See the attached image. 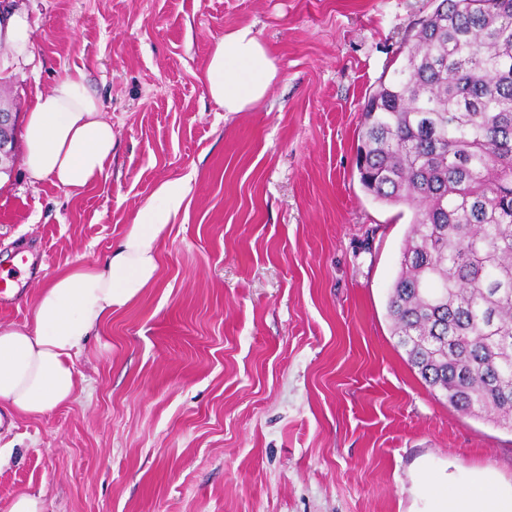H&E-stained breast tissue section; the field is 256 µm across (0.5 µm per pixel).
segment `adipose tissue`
Masks as SVG:
<instances>
[{
  "instance_id": "1",
  "label": "adipose tissue",
  "mask_w": 512,
  "mask_h": 512,
  "mask_svg": "<svg viewBox=\"0 0 512 512\" xmlns=\"http://www.w3.org/2000/svg\"><path fill=\"white\" fill-rule=\"evenodd\" d=\"M278 71L252 26L216 39L204 81L227 112L265 98ZM23 165L32 183L51 182L70 194L96 184L112 161L115 136L81 69L35 92L23 133ZM188 178L162 182L105 258L56 274L39 289L24 323H0V411L37 417L72 402L83 381L75 361L99 337L114 311L138 300L156 277L159 245L187 209ZM425 512H512V484L486 476L429 477Z\"/></svg>"
}]
</instances>
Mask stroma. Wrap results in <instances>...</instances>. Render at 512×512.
Returning <instances> with one entry per match:
<instances>
[{
  "instance_id": "stroma-1",
  "label": "stroma",
  "mask_w": 512,
  "mask_h": 512,
  "mask_svg": "<svg viewBox=\"0 0 512 512\" xmlns=\"http://www.w3.org/2000/svg\"><path fill=\"white\" fill-rule=\"evenodd\" d=\"M436 0H9L33 37L0 44V98L81 69L116 146L71 195L0 173V322L58 271L102 260L163 181L187 177L150 288L76 362L72 403L0 429V512H422L431 473L512 483V432L432 395L387 302L410 214L355 168L361 105ZM253 26L278 75L227 112L215 40ZM26 265H17L18 256Z\"/></svg>"
}]
</instances>
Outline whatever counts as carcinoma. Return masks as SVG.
<instances>
[{"label":"carcinoma","instance_id":"1","mask_svg":"<svg viewBox=\"0 0 512 512\" xmlns=\"http://www.w3.org/2000/svg\"><path fill=\"white\" fill-rule=\"evenodd\" d=\"M362 108L356 168L412 212L387 310L407 363L512 431V0H440Z\"/></svg>","mask_w":512,"mask_h":512}]
</instances>
